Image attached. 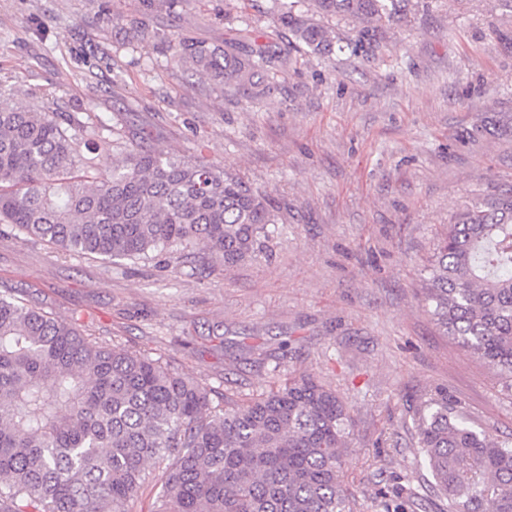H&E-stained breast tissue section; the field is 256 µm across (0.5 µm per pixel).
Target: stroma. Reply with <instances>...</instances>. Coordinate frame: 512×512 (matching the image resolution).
Here are the masks:
<instances>
[{
	"label": "stroma",
	"instance_id": "35a3bbf8",
	"mask_svg": "<svg viewBox=\"0 0 512 512\" xmlns=\"http://www.w3.org/2000/svg\"><path fill=\"white\" fill-rule=\"evenodd\" d=\"M237 0H0V103L26 93L94 113L177 156L206 154L278 211L265 254L225 268L193 248L140 260L65 253L0 224V291L79 318L103 344L162 359L203 387L260 394L274 366L335 389L355 420L353 512L411 491L441 512L414 409L444 390L471 424L512 438V397L418 299L452 215L512 189V11L420 0L365 51L296 53L253 97L176 62L167 40L223 45Z\"/></svg>",
	"mask_w": 512,
	"mask_h": 512
}]
</instances>
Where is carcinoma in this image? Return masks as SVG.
<instances>
[{"label":"carcinoma","mask_w":512,"mask_h":512,"mask_svg":"<svg viewBox=\"0 0 512 512\" xmlns=\"http://www.w3.org/2000/svg\"><path fill=\"white\" fill-rule=\"evenodd\" d=\"M267 42L241 54L173 37L175 60L217 85L271 92L291 51L353 52L404 20L415 0H273ZM31 101L0 109V224L106 259L192 244L231 268L268 248L270 203L202 157L118 142ZM419 298L444 335L512 397V191L459 212L423 266ZM417 438L446 512H512V440L475 429L439 391ZM354 419L335 390L302 375L234 401L168 364L100 344L76 320L0 294V512H128L166 462L156 512H352L344 456Z\"/></svg>","instance_id":"cac0c4a2"}]
</instances>
